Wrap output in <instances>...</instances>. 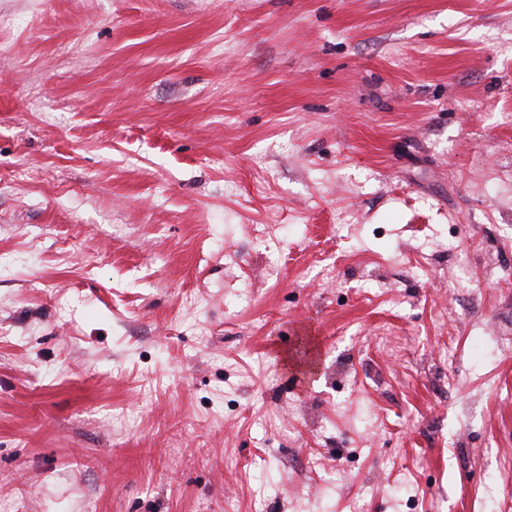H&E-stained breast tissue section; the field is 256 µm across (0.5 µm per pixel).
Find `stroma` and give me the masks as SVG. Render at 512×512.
Returning <instances> with one entry per match:
<instances>
[{"label":"stroma","mask_w":512,"mask_h":512,"mask_svg":"<svg viewBox=\"0 0 512 512\" xmlns=\"http://www.w3.org/2000/svg\"><path fill=\"white\" fill-rule=\"evenodd\" d=\"M512 0H0V512H512Z\"/></svg>","instance_id":"obj_1"}]
</instances>
